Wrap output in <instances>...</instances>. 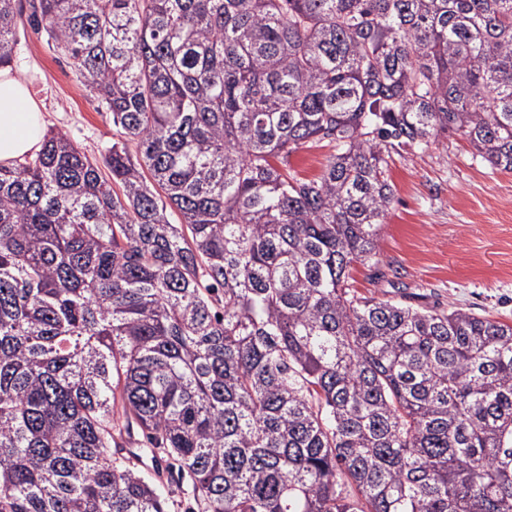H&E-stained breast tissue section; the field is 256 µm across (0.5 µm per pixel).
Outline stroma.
I'll use <instances>...</instances> for the list:
<instances>
[{
	"mask_svg": "<svg viewBox=\"0 0 512 512\" xmlns=\"http://www.w3.org/2000/svg\"><path fill=\"white\" fill-rule=\"evenodd\" d=\"M38 101L47 129L102 160L116 129L68 59L43 31L21 21L10 63ZM395 199L379 239L378 268L355 265L360 296H413L425 307L457 306L512 323V172L472 155L458 134L392 155Z\"/></svg>",
	"mask_w": 512,
	"mask_h": 512,
	"instance_id": "stroma-1",
	"label": "stroma"
}]
</instances>
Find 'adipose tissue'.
<instances>
[{"mask_svg":"<svg viewBox=\"0 0 512 512\" xmlns=\"http://www.w3.org/2000/svg\"><path fill=\"white\" fill-rule=\"evenodd\" d=\"M46 127L26 81L0 70V164L9 166L41 147Z\"/></svg>","mask_w":512,"mask_h":512,"instance_id":"ef3b65f1","label":"adipose tissue"}]
</instances>
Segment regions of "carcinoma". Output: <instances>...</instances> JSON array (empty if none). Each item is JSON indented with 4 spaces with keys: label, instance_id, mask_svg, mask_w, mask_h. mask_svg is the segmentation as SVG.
<instances>
[{
    "label": "carcinoma",
    "instance_id": "cac0c4a2",
    "mask_svg": "<svg viewBox=\"0 0 512 512\" xmlns=\"http://www.w3.org/2000/svg\"><path fill=\"white\" fill-rule=\"evenodd\" d=\"M25 13L119 138L0 165V512H512V323L347 285L392 152L512 171V0H0V68ZM332 153L331 146L320 143L303 147L290 157L292 169L303 178H314L323 170L327 157ZM125 446L127 451L130 450L135 454L131 459L138 469L147 472L149 476H153L155 471L160 475V478L163 481H166L167 458H163L162 455H160L161 457L158 456L157 458H153V454L150 449L145 447L146 444L140 433L135 431L134 439L130 440V442H126Z\"/></svg>",
    "mask_w": 512,
    "mask_h": 512
}]
</instances>
